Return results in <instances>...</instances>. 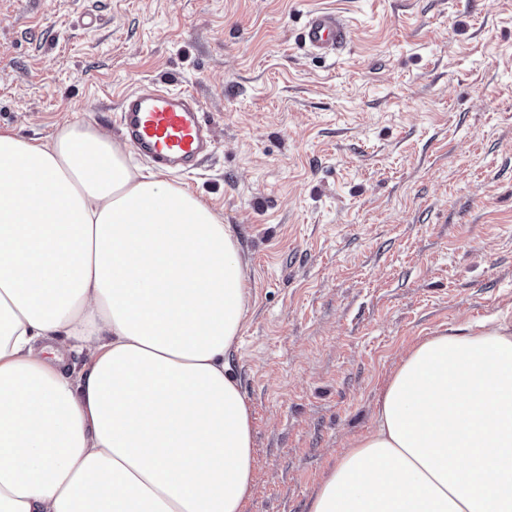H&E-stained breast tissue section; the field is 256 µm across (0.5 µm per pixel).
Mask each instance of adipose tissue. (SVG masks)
I'll use <instances>...</instances> for the list:
<instances>
[{"label":"adipose tissue","mask_w":512,"mask_h":512,"mask_svg":"<svg viewBox=\"0 0 512 512\" xmlns=\"http://www.w3.org/2000/svg\"><path fill=\"white\" fill-rule=\"evenodd\" d=\"M72 123L0 133V512H245L250 311L199 196ZM86 353L79 374L67 351ZM308 512H512V325L410 347Z\"/></svg>","instance_id":"adipose-tissue-1"}]
</instances>
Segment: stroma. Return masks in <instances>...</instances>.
<instances>
[{
  "mask_svg": "<svg viewBox=\"0 0 512 512\" xmlns=\"http://www.w3.org/2000/svg\"><path fill=\"white\" fill-rule=\"evenodd\" d=\"M317 8L336 57L299 40ZM160 78L216 141L175 181L249 271L246 512H307L413 344L512 322V0H0V131L119 142L120 94ZM350 30L343 16L332 10H317L307 14L302 29V41L309 50L321 56H336L348 41Z\"/></svg>",
  "mask_w": 512,
  "mask_h": 512,
  "instance_id": "obj_1",
  "label": "stroma"
}]
</instances>
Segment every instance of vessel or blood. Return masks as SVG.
I'll return each mask as SVG.
<instances>
[{"instance_id": "obj_1", "label": "vessel or blood", "mask_w": 512, "mask_h": 512, "mask_svg": "<svg viewBox=\"0 0 512 512\" xmlns=\"http://www.w3.org/2000/svg\"><path fill=\"white\" fill-rule=\"evenodd\" d=\"M349 36L342 15L332 10L309 12L302 29L304 45L325 57L336 55ZM117 112L125 140L163 170H195L213 151L212 128L193 91L152 81L125 92Z\"/></svg>"}]
</instances>
